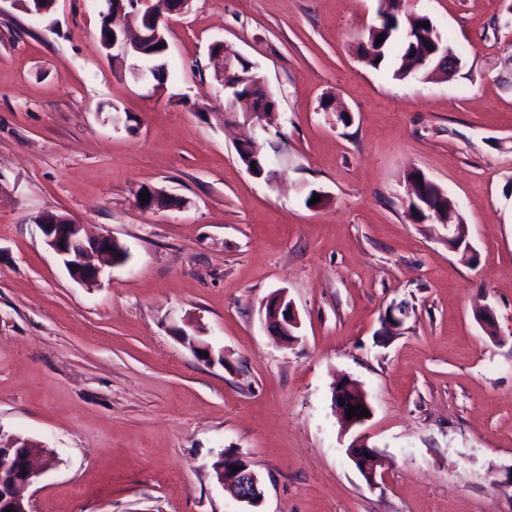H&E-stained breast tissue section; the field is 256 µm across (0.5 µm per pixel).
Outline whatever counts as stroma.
I'll return each instance as SVG.
<instances>
[{"instance_id":"obj_1","label":"stroma","mask_w":512,"mask_h":512,"mask_svg":"<svg viewBox=\"0 0 512 512\" xmlns=\"http://www.w3.org/2000/svg\"><path fill=\"white\" fill-rule=\"evenodd\" d=\"M511 5L407 0L463 61L425 81L360 59L378 0H194L168 23L158 87L103 50L105 0L41 18L0 0V436L58 460L31 512H244L214 473L227 450L258 474L260 512H512ZM218 40L277 101L272 183L236 153L251 128L214 78ZM414 171L456 203L471 259L413 219ZM146 190L183 205L143 207ZM44 213L129 259L74 281ZM281 289L301 321L289 344L262 318ZM340 376L372 408L373 485L333 409Z\"/></svg>"}]
</instances>
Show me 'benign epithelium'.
Returning a JSON list of instances; mask_svg holds the SVG:
<instances>
[{
	"label": "benign epithelium",
	"mask_w": 512,
	"mask_h": 512,
	"mask_svg": "<svg viewBox=\"0 0 512 512\" xmlns=\"http://www.w3.org/2000/svg\"><path fill=\"white\" fill-rule=\"evenodd\" d=\"M112 9L108 12V27L112 31V41L107 44V50L117 51L118 56L128 57L138 52L137 44L141 41L156 42L164 39L167 28L160 11L155 9L153 0H112ZM404 3L402 0H379L378 18L387 20L394 15H402ZM215 56L222 59V68L215 75L216 81L224 89V93L234 100H241L247 105L243 112L245 121L265 131L263 124L268 113L263 109H254L252 94L236 95L233 89L236 85L230 79L237 75L242 57L232 53L219 51ZM419 66L433 72L457 71L461 67V59L453 54H443L436 60L431 54L423 55ZM38 224L44 236L46 245L59 257L69 275L76 282L85 286H93L100 280L101 267L93 264L91 258L100 256L112 265L117 266L120 260L115 257L113 246L118 240L111 236H101L96 239L82 234V226L64 216L46 214L39 218ZM264 322L272 335L283 341L296 339L295 330L300 326L298 316L291 301L287 300L284 292L272 296L264 306ZM334 410L339 413L343 427L349 431L368 421L358 415L348 416L350 407L371 408L366 394L361 388L349 381L339 380L333 387ZM29 448L22 454L17 451V445ZM348 455L357 469L362 471L367 481L376 482L374 457L376 451L367 445L365 437L359 435L349 446ZM230 466L237 467L234 493L237 499L250 506H258L263 499L261 482L257 473L251 468L249 461L240 455L227 457ZM57 460L44 451V447L30 439L12 437L9 442L0 438V473L6 475L4 483L0 484V512H31L29 500L25 491L37 478L54 469Z\"/></svg>",
	"instance_id": "7a95c632"
}]
</instances>
